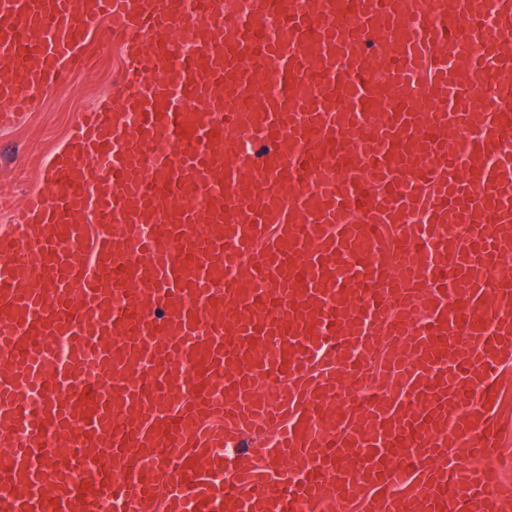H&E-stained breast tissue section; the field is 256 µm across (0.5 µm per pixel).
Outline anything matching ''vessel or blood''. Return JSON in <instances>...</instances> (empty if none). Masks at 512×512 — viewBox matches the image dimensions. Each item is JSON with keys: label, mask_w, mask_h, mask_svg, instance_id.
<instances>
[{"label": "vessel or blood", "mask_w": 512, "mask_h": 512, "mask_svg": "<svg viewBox=\"0 0 512 512\" xmlns=\"http://www.w3.org/2000/svg\"><path fill=\"white\" fill-rule=\"evenodd\" d=\"M435 2L407 24L403 0H245L229 13L211 0L206 17L185 0H85L81 11L0 0L1 126L61 84L102 19L137 48L121 108L83 115L48 191L30 193L0 234V439L14 459L0 470V512H313L330 478L359 512H512L498 471L444 459L451 435L467 437L470 458L512 435L494 416L512 279L488 275L512 254V7L473 26L474 0ZM398 30L400 66L427 71L432 110L368 77ZM442 44L483 76L480 97ZM468 101L479 131L449 147L443 133L467 126ZM260 104L250 161L233 139ZM353 155L363 165L341 168ZM332 164L334 180L309 177ZM423 211L426 224L397 221ZM87 213L104 228L89 272L85 227L63 220ZM144 224L157 232L141 235ZM124 238L133 259L115 249ZM59 336L76 355L49 372ZM385 341L377 371L401 383L362 393ZM87 353L111 387L85 371ZM44 380L64 399L23 417L25 387ZM277 383L275 410L255 392ZM115 410L127 417L112 431ZM277 423L276 443L216 484L223 442ZM271 455L287 457L289 479L260 478ZM403 455L422 494L388 490ZM356 481L370 493L357 496Z\"/></svg>", "instance_id": "1"}]
</instances>
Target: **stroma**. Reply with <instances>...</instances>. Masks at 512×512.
<instances>
[{
  "label": "stroma",
  "mask_w": 512,
  "mask_h": 512,
  "mask_svg": "<svg viewBox=\"0 0 512 512\" xmlns=\"http://www.w3.org/2000/svg\"><path fill=\"white\" fill-rule=\"evenodd\" d=\"M127 62V49L113 37L111 22H100L70 81L44 95L14 125L0 127V196L11 203L0 210V233L9 231L26 195L44 186L54 156L76 133L81 114L102 100L122 104Z\"/></svg>",
  "instance_id": "obj_1"
}]
</instances>
